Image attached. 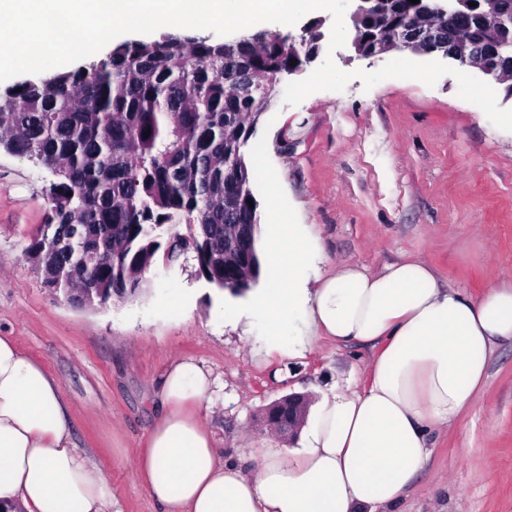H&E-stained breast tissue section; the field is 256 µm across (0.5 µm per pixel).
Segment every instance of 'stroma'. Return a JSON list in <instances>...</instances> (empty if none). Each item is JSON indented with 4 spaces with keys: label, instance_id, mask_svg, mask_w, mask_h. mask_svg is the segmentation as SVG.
Segmentation results:
<instances>
[{
    "label": "stroma",
    "instance_id": "stroma-1",
    "mask_svg": "<svg viewBox=\"0 0 512 512\" xmlns=\"http://www.w3.org/2000/svg\"><path fill=\"white\" fill-rule=\"evenodd\" d=\"M257 155L265 166L249 174L258 222L297 215L325 267L375 272L410 254L475 300L512 283V132L460 98L453 76L431 88L389 78L368 91L355 79L296 105L275 93L244 150L245 160ZM51 180L43 166L0 151V335L61 381L71 439L105 470L114 512H162L128 460L160 414L175 359L213 379L216 445L248 473L261 449L297 445L264 423L271 403L366 384L375 351L364 344L323 339L302 358L253 359L265 317L250 314V296L199 278L189 256L157 260L135 297L68 304L24 257L46 222ZM487 364L476 403L430 432L426 468L396 512H512V341L497 343Z\"/></svg>",
    "mask_w": 512,
    "mask_h": 512
}]
</instances>
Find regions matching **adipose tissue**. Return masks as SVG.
<instances>
[{"mask_svg": "<svg viewBox=\"0 0 512 512\" xmlns=\"http://www.w3.org/2000/svg\"><path fill=\"white\" fill-rule=\"evenodd\" d=\"M266 285L251 309L267 318L263 359L297 358L328 338L375 342L364 388L315 404L288 455L264 449L257 475L226 461L200 406L211 380L189 360L163 379V410L133 470L164 512H390L424 469L427 434L456 423L487 378V354L512 340V286L474 300L405 258L378 272L315 265L303 225L284 216L261 229ZM304 332L286 336L292 319ZM108 479L71 440L58 381L0 336V512H111Z\"/></svg>", "mask_w": 512, "mask_h": 512, "instance_id": "ef3b65f1", "label": "adipose tissue"}]
</instances>
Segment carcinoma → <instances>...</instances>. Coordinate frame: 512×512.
<instances>
[{"mask_svg": "<svg viewBox=\"0 0 512 512\" xmlns=\"http://www.w3.org/2000/svg\"><path fill=\"white\" fill-rule=\"evenodd\" d=\"M385 10L399 27L422 6L387 0ZM484 38L448 32L466 47ZM304 66L281 30L223 39L178 28L0 89V149L55 177L46 224L25 249L45 284L99 306L134 297L161 251L168 263L194 254L221 290H250L260 261L244 148L279 75ZM75 230L96 251L88 269L54 242Z\"/></svg>", "mask_w": 512, "mask_h": 512, "instance_id": "1", "label": "carcinoma"}]
</instances>
